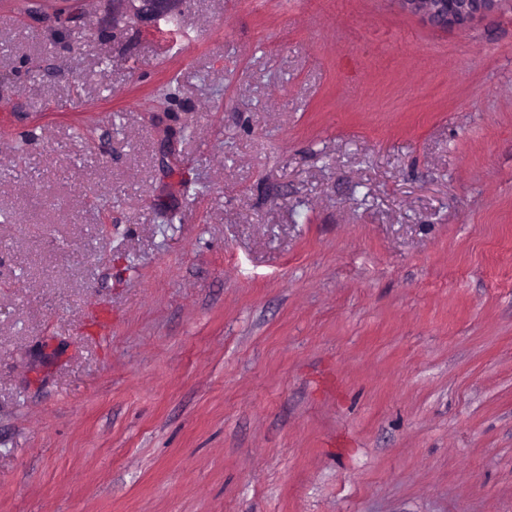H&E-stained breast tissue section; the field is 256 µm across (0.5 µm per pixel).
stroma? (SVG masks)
I'll return each mask as SVG.
<instances>
[{"label":"stroma","mask_w":512,"mask_h":512,"mask_svg":"<svg viewBox=\"0 0 512 512\" xmlns=\"http://www.w3.org/2000/svg\"><path fill=\"white\" fill-rule=\"evenodd\" d=\"M7 2L0 512H512V5ZM503 0H397L406 9L448 28L462 26L494 11Z\"/></svg>","instance_id":"obj_1"}]
</instances>
